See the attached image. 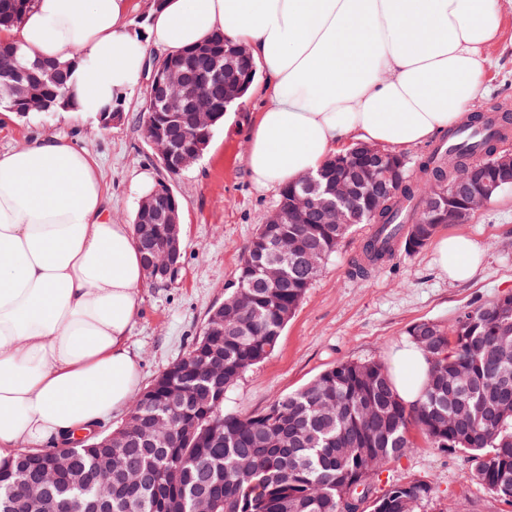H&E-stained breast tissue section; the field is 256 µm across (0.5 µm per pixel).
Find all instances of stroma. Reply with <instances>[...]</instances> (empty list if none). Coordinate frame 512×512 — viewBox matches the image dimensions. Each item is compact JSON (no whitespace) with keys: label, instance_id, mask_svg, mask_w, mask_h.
I'll return each instance as SVG.
<instances>
[{"label":"stroma","instance_id":"1","mask_svg":"<svg viewBox=\"0 0 512 512\" xmlns=\"http://www.w3.org/2000/svg\"><path fill=\"white\" fill-rule=\"evenodd\" d=\"M498 37L487 46L488 91L475 113L507 128L504 149L512 150V0H500ZM146 85L136 87L120 109L121 124L103 129L97 115L36 112L22 117L0 112V150L33 134H65L100 164L113 221L132 223L149 186L166 179L142 127ZM264 106L262 95L226 113L206 153L170 179L181 203L185 241L183 266L170 284L144 283L141 313L130 345L141 361L144 383L184 356L200 336L212 307L234 281L245 247L275 209L279 191L259 189L247 171L248 135ZM373 231L357 224L325 260L274 351L228 392L229 412H258L281 394L296 391L339 361L392 363L409 341L408 330L428 321L453 329L471 306L512 295V190L495 198L467 223L444 224L439 234L461 233L477 240L485 258L474 277L450 282L435 262L433 246L396 254L360 273L358 263ZM405 457L381 474L379 488L420 482L432 492L417 512H512L488 488L471 480V457L433 447L423 437Z\"/></svg>","mask_w":512,"mask_h":512}]
</instances>
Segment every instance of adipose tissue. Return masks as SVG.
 Masks as SVG:
<instances>
[{
	"instance_id": "ef3b65f1",
	"label": "adipose tissue",
	"mask_w": 512,
	"mask_h": 512,
	"mask_svg": "<svg viewBox=\"0 0 512 512\" xmlns=\"http://www.w3.org/2000/svg\"><path fill=\"white\" fill-rule=\"evenodd\" d=\"M132 0H35L0 39L29 59L82 53L73 86L97 113L136 88L152 51L211 35L246 45L265 105L246 166L273 188L315 173L347 141L410 148L455 127L485 88L499 0H161L146 35ZM440 268L469 280L483 261L465 235L437 240ZM144 281L132 225L113 222L97 160L74 139L36 135L0 151V458L70 443L142 386L129 345ZM393 377L419 402L430 363L415 345Z\"/></svg>"
}]
</instances>
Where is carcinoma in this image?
Masks as SVG:
<instances>
[{
	"mask_svg": "<svg viewBox=\"0 0 512 512\" xmlns=\"http://www.w3.org/2000/svg\"><path fill=\"white\" fill-rule=\"evenodd\" d=\"M35 0H0V27L14 26ZM200 53L187 49L172 57L191 77L178 97L199 95L224 111L240 68L228 66L229 43L215 34ZM25 63L19 50L0 43V105L9 100L15 66ZM81 55L54 69L52 81L34 83L36 93L59 112L78 108L69 87ZM216 124L195 130L186 112L165 129L169 140L193 143L211 139ZM496 143L440 145L407 180L381 212L373 213L362 197L354 199L363 224L379 226L368 240L365 266L386 258L397 231L404 247L422 249L438 225L425 224L429 189L448 181L449 167L484 170ZM348 224H262L244 254L236 282L227 289L220 310L224 324L204 327L203 334L176 366L175 378L189 385L210 382L229 391L248 370L276 347L307 288L348 233ZM166 231L163 224L134 225L142 257ZM280 268L275 282L265 277ZM512 312L505 296L465 311L461 329L437 325L428 334L408 332L430 360L421 400L413 405L397 395L389 368L381 363L339 361L305 387L277 397L260 413H224V405L186 401L163 415L168 379L161 374L148 386V399L132 401L134 424L120 431L110 448H78L69 467L51 484L40 482L47 466L44 452L20 451L0 460V512H26V495L35 490L43 512H192L198 497L215 512H343L357 487L369 492L383 468L401 459L417 432L436 448L464 450L474 462L471 477L501 499L512 502V325L495 318ZM431 494L423 483L393 485L370 502V512H413L414 503Z\"/></svg>",
	"mask_w": 512,
	"mask_h": 512,
	"instance_id": "1",
	"label": "carcinoma"
}]
</instances>
